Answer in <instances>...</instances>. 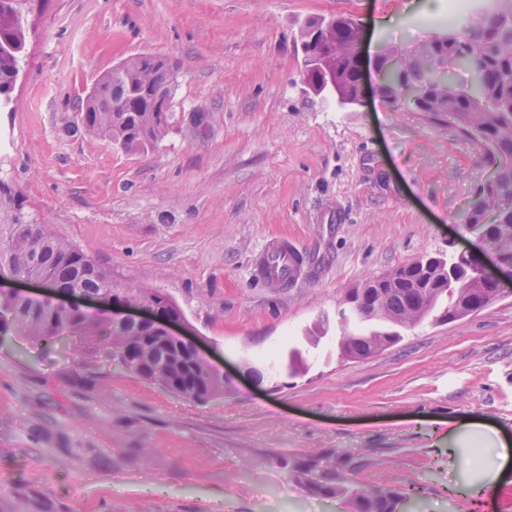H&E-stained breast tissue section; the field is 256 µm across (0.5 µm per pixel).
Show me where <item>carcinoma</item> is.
I'll use <instances>...</instances> for the list:
<instances>
[{
	"mask_svg": "<svg viewBox=\"0 0 512 512\" xmlns=\"http://www.w3.org/2000/svg\"><path fill=\"white\" fill-rule=\"evenodd\" d=\"M322 23L308 21L302 33L306 78L316 91L333 90L340 103H351L359 81L357 47L352 29L336 31V46L310 41L311 29ZM12 49L0 47V102H9L20 72L26 30L0 28V39ZM334 54L333 81L320 67L321 58ZM439 54L454 55L471 80L457 84L434 63ZM403 72L389 73L376 92L394 110L419 109L426 105L434 121L449 120L466 139L494 147L498 180L483 185L471 202L466 218L473 227L481 224L486 208L512 205V0H483L479 17L463 25L448 23V30L404 54ZM177 82L170 64L148 56L131 57L97 80L81 112L94 135L120 145L129 152L142 151L166 131ZM485 240L500 254L504 267L512 265V208L505 209L497 224H482ZM288 257V277L303 258L274 250L265 260L267 275L277 277L281 256ZM478 257L450 254L427 256L366 280L352 291L347 308L340 312L341 336L337 351L341 359H360L400 339L399 329L412 327L436 314L448 322L481 310L499 298L489 279L476 280L471 267ZM35 271L52 289L77 288L105 303L151 302L161 312L182 315L167 296L145 288L118 287L112 272L77 246L55 234L47 224L29 219L12 185L0 180V275ZM11 308L9 320L0 315V335L10 329L26 332L46 349L59 344L57 333L68 329L85 336H98L124 353L127 370L154 382L168 392L194 402L206 403L224 394V381L210 376L203 362L172 353L158 362L143 356L147 329L124 328L102 317L92 320L66 307H33L23 300L1 298L0 308ZM330 457L333 465L310 490L323 498L344 499L349 512H396L398 503L418 496V486L407 488L353 483L346 472L365 465L351 453L323 450L294 461H284L289 473L301 481L320 462Z\"/></svg>",
	"mask_w": 512,
	"mask_h": 512,
	"instance_id": "cac0c4a2",
	"label": "carcinoma"
}]
</instances>
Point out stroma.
<instances>
[{
    "instance_id": "stroma-1",
    "label": "stroma",
    "mask_w": 512,
    "mask_h": 512,
    "mask_svg": "<svg viewBox=\"0 0 512 512\" xmlns=\"http://www.w3.org/2000/svg\"><path fill=\"white\" fill-rule=\"evenodd\" d=\"M363 26V104L306 81L312 19ZM448 0H44L0 111V179L34 220L172 298L224 372L206 404L105 362L74 367L23 336L0 347V512H348L278 458L358 451L359 483L422 491L414 512H512V464L469 424L512 441V292L453 322L426 319L364 359L336 352L338 311L369 277L471 245L486 177L454 125L376 93L385 44L438 32ZM178 69L168 128L127 152L80 107L121 61ZM304 257L274 287L269 243ZM468 468H460L461 460Z\"/></svg>"
}]
</instances>
